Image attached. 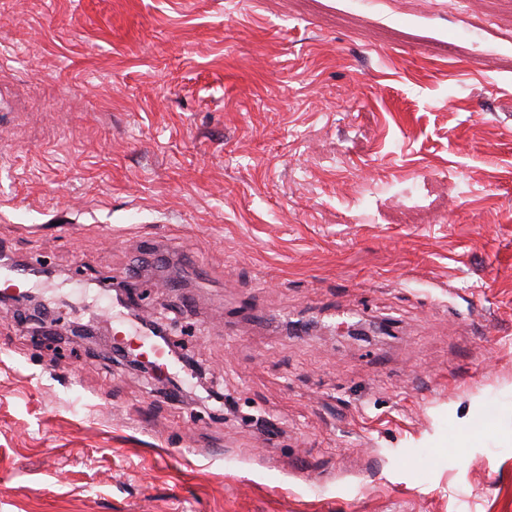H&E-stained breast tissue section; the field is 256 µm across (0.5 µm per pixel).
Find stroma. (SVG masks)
<instances>
[{
	"mask_svg": "<svg viewBox=\"0 0 512 512\" xmlns=\"http://www.w3.org/2000/svg\"><path fill=\"white\" fill-rule=\"evenodd\" d=\"M0 252V512H512V0H0ZM30 271L26 265L13 263L0 264L1 292L25 293L24 288L29 280ZM101 318L104 321H112L113 341L116 345H119L129 353L133 351L148 360L151 358V362L157 365L160 371L168 372L171 364V353L166 354L165 350L155 343L149 344L150 342L147 341V337L143 332L127 327L122 322H117L110 310H105Z\"/></svg>",
	"mask_w": 512,
	"mask_h": 512,
	"instance_id": "1",
	"label": "stroma"
}]
</instances>
